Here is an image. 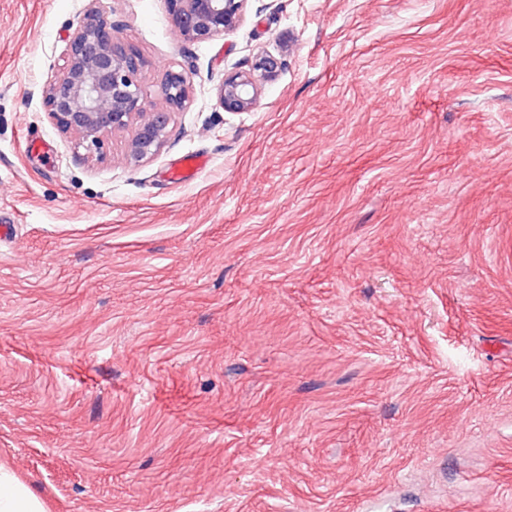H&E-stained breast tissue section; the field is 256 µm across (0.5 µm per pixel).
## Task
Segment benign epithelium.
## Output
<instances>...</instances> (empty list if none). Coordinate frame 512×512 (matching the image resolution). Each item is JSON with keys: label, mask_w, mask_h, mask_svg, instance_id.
Instances as JSON below:
<instances>
[{"label": "benign epithelium", "mask_w": 512, "mask_h": 512, "mask_svg": "<svg viewBox=\"0 0 512 512\" xmlns=\"http://www.w3.org/2000/svg\"><path fill=\"white\" fill-rule=\"evenodd\" d=\"M247 0H168L172 24L188 42L212 40L242 20ZM140 54L122 43L117 25L99 11L85 10L69 36L59 65L47 83L43 102L54 126L76 136L87 150H98L115 135L129 134L126 160L140 163L157 154L169 133L171 115L190 93L182 73H170L163 91L165 107L146 112L138 73ZM281 62L258 55L247 70L224 77L217 96L226 112H247L255 103L260 81L277 75Z\"/></svg>", "instance_id": "obj_1"}]
</instances>
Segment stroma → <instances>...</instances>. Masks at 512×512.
Returning <instances> with one entry per match:
<instances>
[{
	"instance_id": "obj_1",
	"label": "stroma",
	"mask_w": 512,
	"mask_h": 512,
	"mask_svg": "<svg viewBox=\"0 0 512 512\" xmlns=\"http://www.w3.org/2000/svg\"><path fill=\"white\" fill-rule=\"evenodd\" d=\"M89 7L145 111L191 80L136 165L44 108ZM1 224L0 464L46 512H512V0H248L198 43L0 0ZM282 63L268 54L258 55L248 70L231 73L224 78L217 96L220 106L227 112H247L255 103L260 80H271ZM206 163L207 159L204 155H186L181 158L176 168L172 170L171 177L174 180H186L206 166Z\"/></svg>"
}]
</instances>
